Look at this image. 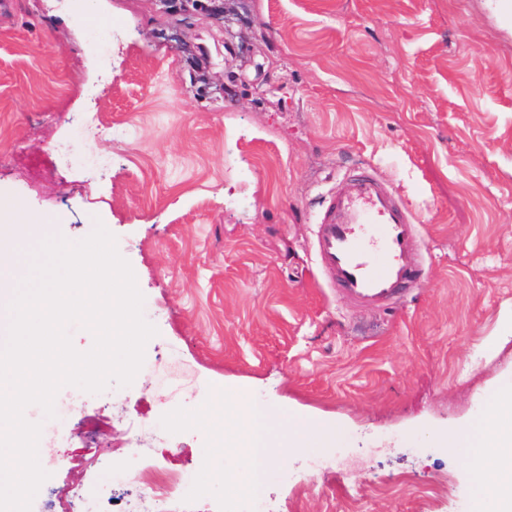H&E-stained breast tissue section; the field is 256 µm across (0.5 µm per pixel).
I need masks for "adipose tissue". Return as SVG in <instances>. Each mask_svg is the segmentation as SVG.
Returning a JSON list of instances; mask_svg holds the SVG:
<instances>
[{
    "label": "adipose tissue",
    "instance_id": "obj_1",
    "mask_svg": "<svg viewBox=\"0 0 512 512\" xmlns=\"http://www.w3.org/2000/svg\"><path fill=\"white\" fill-rule=\"evenodd\" d=\"M276 412L249 392H218L196 413L188 426L215 436L209 448L207 479L228 486L241 496H258L273 452L269 431ZM475 449L465 458L479 488L478 512H512V390L499 391L489 418L475 434Z\"/></svg>",
    "mask_w": 512,
    "mask_h": 512
}]
</instances>
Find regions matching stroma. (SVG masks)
<instances>
[{
	"label": "stroma",
	"instance_id": "stroma-1",
	"mask_svg": "<svg viewBox=\"0 0 512 512\" xmlns=\"http://www.w3.org/2000/svg\"><path fill=\"white\" fill-rule=\"evenodd\" d=\"M232 53L161 37L151 0L0 10V207L116 238L158 333L133 383L58 391L31 512H156L123 473L182 476V512H473L440 435L512 385V26L487 0H224ZM367 167L415 217L423 280L385 307L324 285L314 221ZM249 391L333 448L275 456L244 500L179 426ZM117 462L108 469L104 457ZM323 465L305 481L312 459Z\"/></svg>",
	"mask_w": 512,
	"mask_h": 512
}]
</instances>
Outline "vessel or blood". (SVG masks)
<instances>
[{
	"label": "vessel or blood",
	"mask_w": 512,
	"mask_h": 512,
	"mask_svg": "<svg viewBox=\"0 0 512 512\" xmlns=\"http://www.w3.org/2000/svg\"><path fill=\"white\" fill-rule=\"evenodd\" d=\"M315 224L318 262L351 301L379 306L420 281L418 226L371 171L353 172Z\"/></svg>",
	"instance_id": "obj_1"
}]
</instances>
